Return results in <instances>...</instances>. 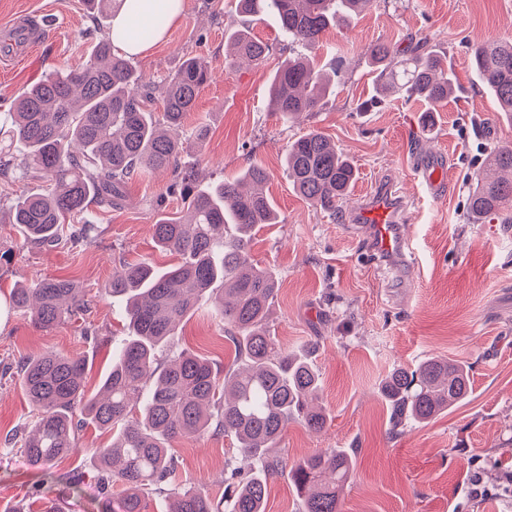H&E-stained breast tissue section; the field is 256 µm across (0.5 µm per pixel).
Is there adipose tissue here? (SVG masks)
Segmentation results:
<instances>
[{
  "label": "adipose tissue",
  "instance_id": "ef3b65f1",
  "mask_svg": "<svg viewBox=\"0 0 512 512\" xmlns=\"http://www.w3.org/2000/svg\"><path fill=\"white\" fill-rule=\"evenodd\" d=\"M153 7H146L144 0H125L119 13L112 20L113 45L132 56L146 54L150 46L134 37L135 27L151 18L153 11L164 12L168 22L181 18L186 8V0H153Z\"/></svg>",
  "mask_w": 512,
  "mask_h": 512
}]
</instances>
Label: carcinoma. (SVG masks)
Instances as JSON below:
<instances>
[{
    "mask_svg": "<svg viewBox=\"0 0 512 512\" xmlns=\"http://www.w3.org/2000/svg\"><path fill=\"white\" fill-rule=\"evenodd\" d=\"M123 0H84L92 18L119 10ZM371 0H237L246 16L273 15L288 45L311 49L331 26L344 25ZM164 15L135 31L154 38ZM225 67L260 65L269 47L246 29L228 35ZM378 71L376 93L367 111L388 97L426 105L424 123L456 92L445 57L428 42L398 49L376 42L365 51ZM471 66L512 119V43L471 47ZM208 80V68L187 58L160 84L146 83L136 66L115 52L105 37L78 69H58L29 86L0 112V176L18 182L40 179L46 187L22 192L10 206L11 223L23 245L44 251L76 249L98 232L89 211L109 213L126 201L130 180L170 170L174 187L187 200L183 217H161L153 225L156 247L176 257L158 268L149 261H123L107 288L120 306L127 337L112 348V367L99 389L88 392L86 357L45 351L19 364L22 390L33 411L30 424L0 438L18 449L41 481L55 478L53 466L78 450L87 425L112 433V443L94 449L101 481L122 485L113 512H144L145 495L169 493L170 512H265L269 480L283 469L282 434L296 421L311 431L327 423L312 405L320 391L317 343L293 352L280 347L269 324L279 280L251 258L252 230L280 223L264 191L269 174L253 164L235 178L203 183L198 170L182 162L190 139L175 131ZM162 93L163 115L152 106ZM270 105L283 118L317 112L332 93L330 78L304 57L290 55L275 70ZM285 171L311 205L336 216L357 178L354 164L335 142L311 130L287 145ZM469 219L493 217L512 224V145H495L474 172L467 197ZM224 324L234 345L233 364L221 370L209 360L171 349L184 319L203 305ZM12 311L49 331L82 318L90 309L83 289L62 277H40L9 293ZM470 389L469 365L428 357L416 366L394 369L378 392L389 411L390 432L430 421L462 401ZM218 433L229 438L248 464L224 477L220 499L195 486L173 482L179 466L177 439ZM357 451L329 448L290 469L303 512H341V491L353 474Z\"/></svg>",
    "mask_w": 512,
    "mask_h": 512,
    "instance_id": "1",
    "label": "carcinoma"
}]
</instances>
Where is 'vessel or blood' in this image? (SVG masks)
<instances>
[{"label": "vessel or blood", "mask_w": 512, "mask_h": 512, "mask_svg": "<svg viewBox=\"0 0 512 512\" xmlns=\"http://www.w3.org/2000/svg\"><path fill=\"white\" fill-rule=\"evenodd\" d=\"M47 28L37 14L24 13L11 22L0 25V68L9 69L24 60L41 43ZM422 190L425 196L436 197L446 188L442 160L437 156L427 157L419 166ZM354 220L367 236V249L371 255L398 251L415 254L416 243L400 230L402 215L390 195L373 196L371 202L354 213Z\"/></svg>", "instance_id": "b4317fda"}]
</instances>
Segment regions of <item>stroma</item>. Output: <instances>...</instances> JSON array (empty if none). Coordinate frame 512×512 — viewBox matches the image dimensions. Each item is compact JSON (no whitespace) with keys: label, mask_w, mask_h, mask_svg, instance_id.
I'll use <instances>...</instances> for the list:
<instances>
[{"label":"stroma","mask_w":512,"mask_h":512,"mask_svg":"<svg viewBox=\"0 0 512 512\" xmlns=\"http://www.w3.org/2000/svg\"><path fill=\"white\" fill-rule=\"evenodd\" d=\"M40 10L54 20L49 38L25 60L0 73V99L12 102L27 85L56 67L85 62L93 23L80 0H0V23ZM248 25L271 48L266 62L224 68L225 31ZM512 40V0H371L344 27L323 36L317 57L336 71V93L321 111L286 120L269 107L270 77L288 54L277 24L261 14L246 19L235 0H188L165 40L134 63L147 81L160 82L189 56L203 60L211 77L201 90L182 133L193 137L188 156L205 179L239 175L253 164L270 173L268 192L281 221L256 229L251 254L273 269L280 291L270 325L288 349L314 340L321 374L325 428L312 432L289 423L281 441L285 466L327 448L357 449L355 474L342 495V512H512V227L469 223L465 202L473 172L488 147L512 143V122L496 110L476 81L472 45ZM429 41L448 59L458 91L423 127L421 102L388 98L361 111L374 94L366 48L377 41L408 45ZM318 130L355 164L358 179L341 208L354 210L384 181H394L408 202L405 235L418 244L416 258L394 254L379 261L363 253L360 231L310 206L284 169L289 141ZM442 156L446 194L419 200L416 161L426 152ZM170 173L133 179L128 200L100 223L95 240L80 250L22 247L6 221L13 199L29 183L0 178V249H15L0 264V293L17 282L65 275L83 288L90 309L83 318L43 331L0 309V437L29 420L32 408L17 373L19 361L46 350L85 356L87 388L97 390L112 364V345L124 322L105 288L118 260L149 258L159 265L152 226L160 215H178L186 204L170 189ZM177 349L230 365L234 348L208 310L184 321ZM445 356L471 364L466 400L427 424L391 433L378 386L398 366ZM110 434L87 427L77 455L60 460L54 484L35 487V476L16 450L0 449V506L39 512L42 497L60 499L65 512H108L122 490L104 488L92 455ZM179 478L220 495L224 465H240L231 440L207 434L175 441ZM483 478V492L471 479Z\"/></svg>","instance_id":"obj_1"}]
</instances>
